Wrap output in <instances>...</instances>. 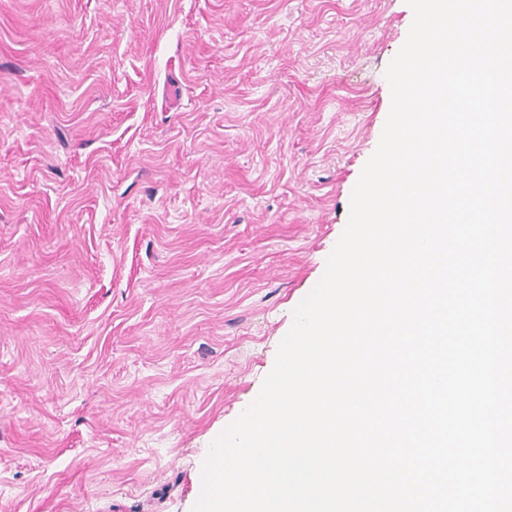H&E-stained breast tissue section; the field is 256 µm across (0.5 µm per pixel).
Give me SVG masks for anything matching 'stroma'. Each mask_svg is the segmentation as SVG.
Returning <instances> with one entry per match:
<instances>
[{
	"label": "stroma",
	"instance_id": "35a3bbf8",
	"mask_svg": "<svg viewBox=\"0 0 512 512\" xmlns=\"http://www.w3.org/2000/svg\"><path fill=\"white\" fill-rule=\"evenodd\" d=\"M405 0H0V512H191L320 281Z\"/></svg>",
	"mask_w": 512,
	"mask_h": 512
}]
</instances>
